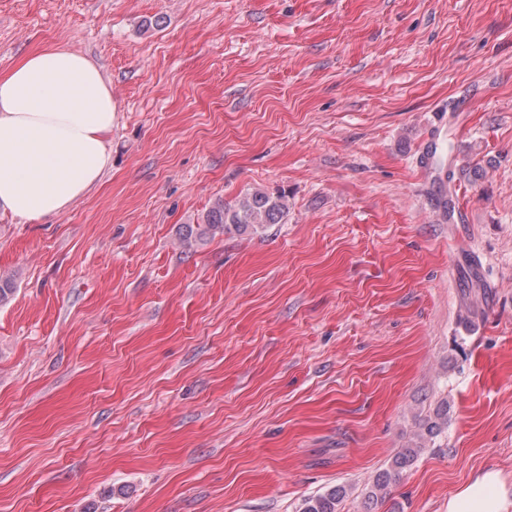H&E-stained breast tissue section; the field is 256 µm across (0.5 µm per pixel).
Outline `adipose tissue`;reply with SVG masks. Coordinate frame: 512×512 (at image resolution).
<instances>
[{"mask_svg": "<svg viewBox=\"0 0 512 512\" xmlns=\"http://www.w3.org/2000/svg\"><path fill=\"white\" fill-rule=\"evenodd\" d=\"M112 87L85 54L51 46L0 74V212L59 215L110 166ZM447 512H512V482L478 472L448 498Z\"/></svg>", "mask_w": 512, "mask_h": 512, "instance_id": "adipose-tissue-1", "label": "adipose tissue"}]
</instances>
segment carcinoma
<instances>
[{
    "label": "carcinoma",
    "instance_id": "obj_1",
    "mask_svg": "<svg viewBox=\"0 0 512 512\" xmlns=\"http://www.w3.org/2000/svg\"><path fill=\"white\" fill-rule=\"evenodd\" d=\"M288 215L287 196L280 193L256 191L246 193L233 204L219 201L204 214L202 223L184 226L182 242L186 245L198 238L213 235L217 232L224 234H256L265 230L270 224H283ZM448 425V401H442L435 409L434 416L423 421L422 433L419 434L422 443L405 448L397 454L392 468L376 474L366 491V498L377 500L384 498L389 486L396 475L409 467L425 448L423 441L433 440L444 432ZM347 494L343 486H335L329 490L312 495L304 500L301 512H339V505Z\"/></svg>",
    "mask_w": 512,
    "mask_h": 512
}]
</instances>
